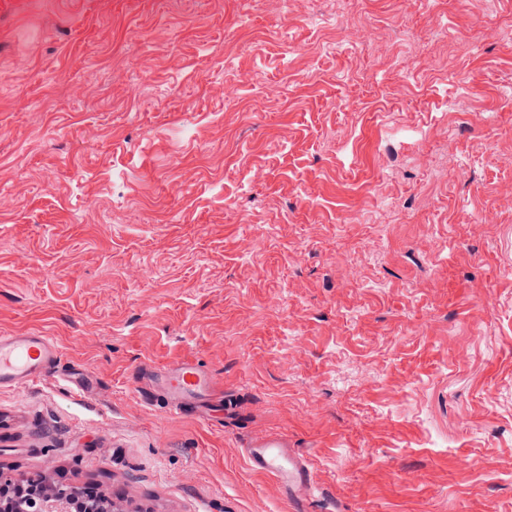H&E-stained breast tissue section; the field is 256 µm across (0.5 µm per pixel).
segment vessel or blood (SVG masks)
Returning a JSON list of instances; mask_svg holds the SVG:
<instances>
[{
    "label": "vessel or blood",
    "instance_id": "1",
    "mask_svg": "<svg viewBox=\"0 0 512 512\" xmlns=\"http://www.w3.org/2000/svg\"><path fill=\"white\" fill-rule=\"evenodd\" d=\"M61 357L55 341L39 332L0 336V386H20L43 377ZM213 377L195 364L183 362L174 367L166 380L165 413L180 412L186 399L213 391ZM250 467L273 477L295 499L311 487V473L302 461L288 450L286 441L271 437L253 445L248 452Z\"/></svg>",
    "mask_w": 512,
    "mask_h": 512
}]
</instances>
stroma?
<instances>
[{"label": "stroma", "mask_w": 512, "mask_h": 512, "mask_svg": "<svg viewBox=\"0 0 512 512\" xmlns=\"http://www.w3.org/2000/svg\"><path fill=\"white\" fill-rule=\"evenodd\" d=\"M490 112L488 124L470 116ZM0 475L112 512H512V0L0 17ZM189 360L214 390L163 413ZM55 341L39 332L0 336V386H20L43 377L60 360ZM248 461L254 471L273 477L290 499L299 498L311 488L310 470L288 451L283 438L271 437L254 444Z\"/></svg>", "instance_id": "1"}]
</instances>
